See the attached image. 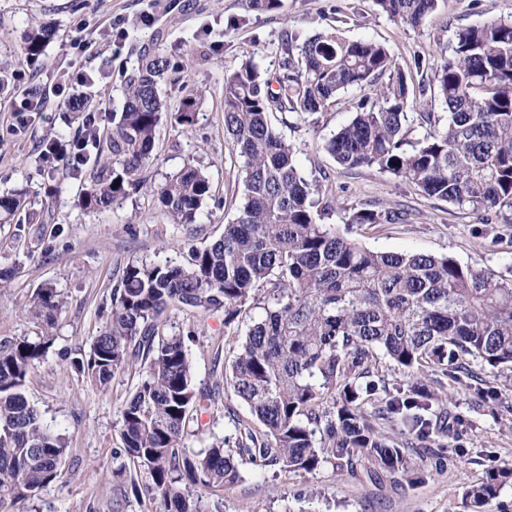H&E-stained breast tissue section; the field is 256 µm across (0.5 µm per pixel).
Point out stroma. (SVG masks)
I'll use <instances>...</instances> for the list:
<instances>
[{
	"mask_svg": "<svg viewBox=\"0 0 512 512\" xmlns=\"http://www.w3.org/2000/svg\"><path fill=\"white\" fill-rule=\"evenodd\" d=\"M153 13L152 26L128 25L123 38L96 40L84 55L98 72L89 92L109 117L123 94V71L142 54L178 55L180 71L165 74L159 94L168 108L182 95L184 75L195 77L202 92V118L195 131L182 133L163 120L150 168L153 184L179 170L190 158L205 165L223 207L206 203L196 231L164 221L150 197L137 194L110 211L89 214L76 200L82 179L43 159L48 140L64 132L77 136L80 121H66L65 109L48 104L41 112L14 116L10 97L0 95V193L27 189L36 223L18 213L0 227V268L16 276L0 294V345L36 337L40 326L24 305L37 289L50 286L62 297L56 340L27 381L29 399L52 428L65 436L66 457L60 479L44 488L20 512H155L144 488L133 487L126 469L121 410L138 380L137 367L117 373L99 390L73 367L103 329L112 294L130 258L183 262L182 247H202L219 238L242 201L241 160L224 133L223 76L246 59L259 63L264 78L275 79L283 61L280 39L289 30L306 37L330 29L347 39L368 38L384 44L414 80L428 79L440 62V45L457 28L512 17V0H439L422 26L413 27L379 14L373 0H283L275 12L248 10L245 0H0V65L21 62L20 35L30 20L51 24L54 36L30 67V87L47 94L60 65L69 58L71 23L86 18L105 28L111 19ZM346 101L309 122L276 112L271 122L299 149L298 160L309 177L323 178L341 207L325 223L378 251L448 255L494 277L512 276V224L500 215H474L447 202L421 195L413 185L366 169L348 171L322 147L332 131L351 116ZM378 203L404 212L398 224L346 226L344 211ZM29 211V212H30ZM169 330L194 333L187 347L196 390L214 391L204 422L217 436L235 434L250 420L247 406L225 381L234 330L224 327L223 312L208 317L171 311ZM474 376L451 384L441 425L456 454L438 462L417 455L431 478L419 486L378 484L366 477H338L325 464L299 477L243 462L244 480L221 499H208V512H470L463 500L467 485L486 470L512 465V377L496 376L479 362Z\"/></svg>",
	"mask_w": 512,
	"mask_h": 512,
	"instance_id": "1",
	"label": "stroma"
}]
</instances>
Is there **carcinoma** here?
Masks as SVG:
<instances>
[{
  "label": "carcinoma",
  "mask_w": 512,
  "mask_h": 512,
  "mask_svg": "<svg viewBox=\"0 0 512 512\" xmlns=\"http://www.w3.org/2000/svg\"><path fill=\"white\" fill-rule=\"evenodd\" d=\"M379 13L413 27L438 0H375ZM53 36L42 22L22 34L24 58L35 63ZM284 60L275 81L243 61L224 74V128L243 159L244 203L220 239L189 251L184 264L130 259L112 297L104 330L75 370L97 388L132 364L140 378L121 411L124 452L159 512H208L206 500L243 481L248 459L285 474H310L325 463L342 476L389 474L410 486L427 470L405 445L372 421L397 417L412 438L447 444L431 416L467 360L512 372V279H495L450 256L370 250L318 222L313 198L320 181L307 179L298 149L270 121L273 112L306 122L336 106L342 94L365 86L376 92L354 102L353 117L325 141L346 170L370 169L410 182L425 196L472 212L512 211V19L458 28L433 77L408 78L390 51L370 39L347 41L320 33L299 40L285 32ZM181 67L172 57L144 55L125 76L124 103L112 113L109 153L99 155L79 206L92 213L143 189L153 191L162 216L192 224L213 185L190 159L157 187L145 176L155 158L165 103L158 84ZM277 87H272V84ZM198 89L183 97L175 122L198 123ZM416 109L408 116V108ZM82 132L97 123L89 101L71 109ZM425 129L414 142V127ZM119 186H114V181ZM20 194L0 196V224L24 209ZM393 210L355 209L351 224H393ZM224 309V329L249 318L233 349L230 385L258 421L234 438L204 434L209 404L196 391L183 335L166 331L163 314ZM59 294L41 288L28 311L41 324L34 339L0 348V508L36 497L58 480L65 438L28 400V376L54 344ZM259 309L258 317L251 311ZM387 358L409 381L390 385L379 375ZM384 403L378 413L368 407ZM512 485V467L489 470L467 486L465 500L480 509Z\"/></svg>",
  "instance_id": "cac0c4a2"
}]
</instances>
